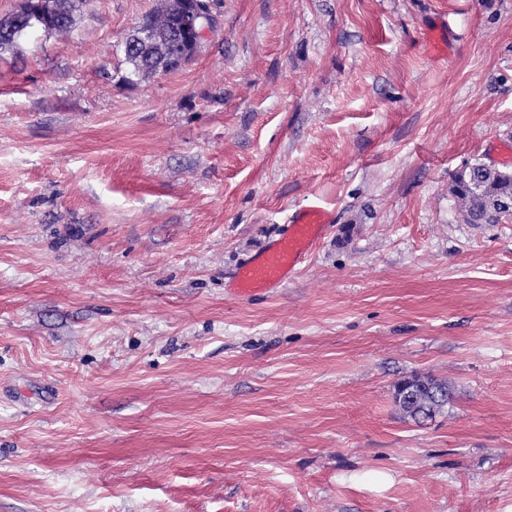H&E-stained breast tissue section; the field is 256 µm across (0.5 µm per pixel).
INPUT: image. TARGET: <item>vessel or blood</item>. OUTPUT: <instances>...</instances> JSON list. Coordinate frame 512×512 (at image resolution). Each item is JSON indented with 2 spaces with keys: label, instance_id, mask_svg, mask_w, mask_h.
Instances as JSON below:
<instances>
[{
  "label": "vessel or blood",
  "instance_id": "vessel-or-blood-1",
  "mask_svg": "<svg viewBox=\"0 0 512 512\" xmlns=\"http://www.w3.org/2000/svg\"><path fill=\"white\" fill-rule=\"evenodd\" d=\"M332 222L331 213L320 202H312L297 210L281 236L240 267L233 284V295H265L287 286Z\"/></svg>",
  "mask_w": 512,
  "mask_h": 512
}]
</instances>
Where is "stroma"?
Wrapping results in <instances>:
<instances>
[{
  "label": "stroma",
  "mask_w": 512,
  "mask_h": 512,
  "mask_svg": "<svg viewBox=\"0 0 512 512\" xmlns=\"http://www.w3.org/2000/svg\"><path fill=\"white\" fill-rule=\"evenodd\" d=\"M157 4L0 53V512H512V221L451 192L512 144V0H217L128 82ZM312 199L294 281L228 293ZM211 0H187V17L183 27L188 41L195 46L203 44L215 24ZM184 21V18L174 17L168 19L163 25V29L170 33V37L165 38L167 41L165 44L167 55H185L187 53L192 58L193 46L189 47L186 39L179 41L176 36L178 31L182 30ZM132 33V32H130ZM126 37L123 43V52L126 62L130 65L129 74L138 81L147 80L157 72H170L165 64V56L150 44H136L131 34ZM151 71L150 75H146ZM413 386L423 387V389L419 388L421 396L414 403L405 405L401 395ZM451 399L452 395L448 383L419 374L400 380L394 389L396 406L402 411L404 417L410 418L415 423L433 419L436 415L443 413Z\"/></svg>",
  "instance_id": "stroma-1"
}]
</instances>
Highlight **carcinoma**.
<instances>
[{"instance_id":"1","label":"carcinoma","mask_w":512,"mask_h":512,"mask_svg":"<svg viewBox=\"0 0 512 512\" xmlns=\"http://www.w3.org/2000/svg\"><path fill=\"white\" fill-rule=\"evenodd\" d=\"M86 0H47L46 12L51 18L43 31L47 34L62 33L74 25L76 12ZM184 19H168L163 29L170 33L165 44L166 54H161L150 44H136L132 36L123 43L126 62L130 65L129 74L139 81L148 74L160 71L167 73L165 55L192 54L193 48L187 40H178L177 33L182 29ZM452 193L469 211L470 223L493 224L512 218V210L501 209L504 201L512 202V173L498 168L486 167L481 163L468 165L453 177ZM452 399L448 383L430 376L414 374L400 380L394 389V401L404 417L416 423L424 422L443 413Z\"/></svg>"}]
</instances>
